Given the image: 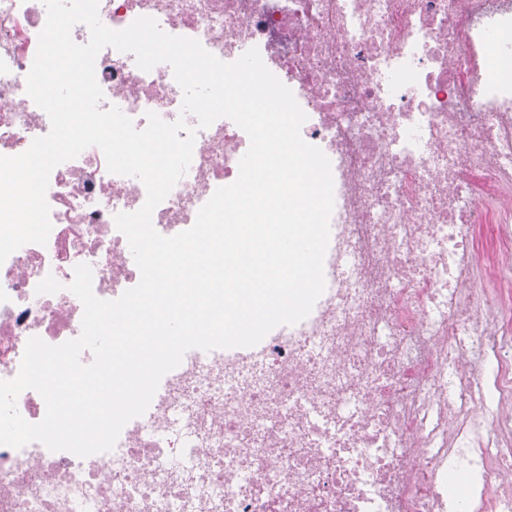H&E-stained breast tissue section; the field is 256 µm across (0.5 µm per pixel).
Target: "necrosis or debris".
<instances>
[{"label": "necrosis or debris", "instance_id": "necrosis-or-debris-1", "mask_svg": "<svg viewBox=\"0 0 512 512\" xmlns=\"http://www.w3.org/2000/svg\"><path fill=\"white\" fill-rule=\"evenodd\" d=\"M98 14L117 31L152 17L226 63L258 48L331 162L326 289L256 346L189 350L112 451L0 445V512H512V0H99ZM46 19L42 0H0V155L50 131L26 93ZM95 72L101 109L136 128L179 117L169 65L106 47ZM249 145L227 117L199 130L155 229H189ZM145 199L96 147L52 170L47 243L0 264L1 380L29 338L79 336L77 264L103 300L139 282L114 216ZM483 224L498 233L488 273ZM49 275L61 290L36 294Z\"/></svg>", "mask_w": 512, "mask_h": 512}]
</instances>
